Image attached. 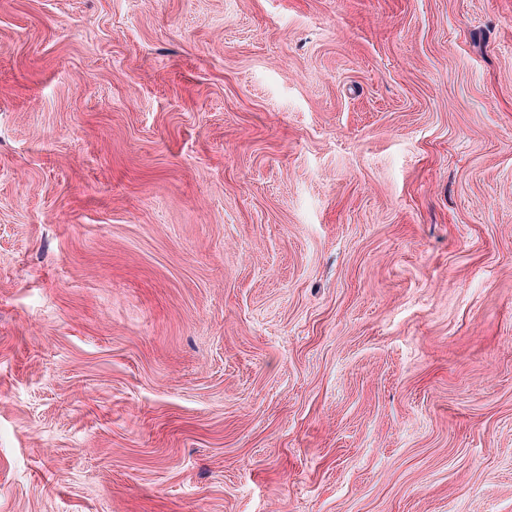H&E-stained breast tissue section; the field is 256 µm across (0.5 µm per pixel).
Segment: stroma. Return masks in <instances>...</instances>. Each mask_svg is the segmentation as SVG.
I'll list each match as a JSON object with an SVG mask.
<instances>
[{"label": "stroma", "mask_w": 512, "mask_h": 512, "mask_svg": "<svg viewBox=\"0 0 512 512\" xmlns=\"http://www.w3.org/2000/svg\"><path fill=\"white\" fill-rule=\"evenodd\" d=\"M0 512H512V0H0Z\"/></svg>", "instance_id": "stroma-1"}]
</instances>
